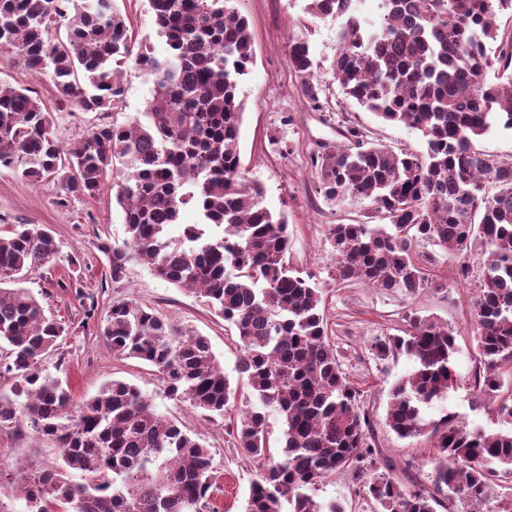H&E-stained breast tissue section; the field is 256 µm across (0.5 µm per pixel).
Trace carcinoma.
Instances as JSON below:
<instances>
[{
	"instance_id": "cac0c4a2",
	"label": "carcinoma",
	"mask_w": 512,
	"mask_h": 512,
	"mask_svg": "<svg viewBox=\"0 0 512 512\" xmlns=\"http://www.w3.org/2000/svg\"><path fill=\"white\" fill-rule=\"evenodd\" d=\"M232 0H148L167 55L136 42L113 0H0V49L25 70L52 77L58 101L84 112L119 108L121 65L152 81L143 118L101 122L63 147L54 113L29 88L0 87V167L20 179L57 181L64 197L94 198L112 174L124 217L122 243L104 246L108 274L124 279L147 262L154 274L189 288L239 339L236 369L250 407L236 426V448L270 452L267 410L284 422L282 459L260 473L244 512H345L308 493L336 472L375 467L370 415L336 354L321 291L290 270L283 212L242 172L240 83L254 62L247 20ZM379 19L360 0H306L311 19H340L332 69L345 96L386 123L421 133L424 150L393 149L347 125L348 144L314 155L319 192L342 202L371 200L380 224H331L336 280L415 294L428 281L413 243L430 242L467 260L487 248L475 299V399L500 395L512 380V158L496 159L473 141L497 125L512 130V31L496 19L512 0H378ZM65 33H60V22ZM288 61L315 109L308 40L288 42ZM191 209L197 219L182 223ZM179 235H172L173 229ZM59 246L42 224L0 234V361L12 379L0 394V428L19 418L54 441L61 463L21 470L25 512H215L211 454L184 426L157 413L137 386L112 379L75 402L41 361L66 333L23 286L53 264ZM100 336L112 355L145 361L167 394L224 418L231 388L210 339L146 303L112 304ZM379 360L410 356L413 371L391 389L387 424L400 438L429 434L437 457L432 486H404L388 474L367 484L383 512H437L453 500L487 497L494 465L512 467V432L468 429L448 411L430 423L424 407L454 388L448 326L414 315L404 336L379 339Z\"/></svg>"
}]
</instances>
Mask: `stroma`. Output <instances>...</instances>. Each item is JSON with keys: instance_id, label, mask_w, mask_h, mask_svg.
<instances>
[{"instance_id": "35a3bbf8", "label": "stroma", "mask_w": 512, "mask_h": 512, "mask_svg": "<svg viewBox=\"0 0 512 512\" xmlns=\"http://www.w3.org/2000/svg\"><path fill=\"white\" fill-rule=\"evenodd\" d=\"M136 39L152 40L157 55L165 45L155 33L147 0H114ZM252 34L255 60L240 88L245 103L240 130V155L248 180L261 183L265 205L288 216L290 250L286 260L300 275L312 276L324 293L325 312L343 370L362 394V404L373 418L378 463L363 477L348 472L333 474L314 486L319 501L334 500L345 512H379L363 493L364 483L388 473L402 484L416 480L430 485L436 450L432 438H398L386 424L392 385L413 369L407 356L378 360L372 351L377 339L403 334L409 314L446 323L454 332L457 383L446 399L427 408L425 417L438 419L442 410L458 412L467 427L511 432L512 418L498 414L499 404L512 405V390L504 389L498 402L474 405L472 381L478 363L473 332V302L481 281L482 263L469 261L468 276H461L460 262L452 254L438 252L428 242L415 244L417 255L437 254L430 265L428 281L415 295L370 288L361 283H338L335 254L327 237L332 224L368 221L371 203L353 198L342 203L325 200L317 192L312 157L320 146L338 147L345 140L340 132L347 123L364 129L369 139L393 149H422L421 134L402 124L379 121L342 94L333 77L335 18L318 20L308 33L314 74L320 83L321 110H313L300 92V80L288 63V40L304 33V0H233ZM124 102L116 119L124 123L139 117L152 97V82L134 64L122 68ZM0 83L29 87L52 108L56 132L70 141L91 129L100 117L72 106L59 104L49 76H35L21 68H0ZM61 188L56 181L38 183L18 180L0 169V227L11 224H42L60 245L58 260L28 284L47 312L68 329L44 368L67 382L76 401L95 395L110 379L138 386L161 415L179 419L210 449L215 470L211 498L223 512H244L250 486L262 471L259 459L242 456L235 447L234 422L247 405L238 401L223 420L213 421L188 403L169 398L152 367L137 359L117 358L108 352L99 327L112 303L121 301L150 304L160 313L208 336L213 351L230 380H237L240 356L237 338L226 331L222 318L212 312L197 294L156 278L151 269L137 262L126 277L112 282L107 275V258L101 243L125 236L122 213L112 200L111 190L88 198L76 197L59 205ZM76 277L71 287H58V280ZM93 317H86L87 309ZM60 460L55 444L37 436L27 421L15 429L0 430V512H22L14 476L21 469L56 465Z\"/></svg>"}]
</instances>
